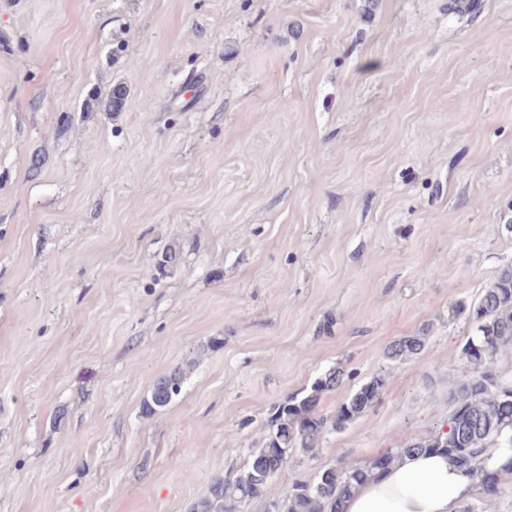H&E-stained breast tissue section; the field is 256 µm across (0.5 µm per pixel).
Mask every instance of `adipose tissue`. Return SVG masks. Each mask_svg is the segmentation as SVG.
Listing matches in <instances>:
<instances>
[{
    "mask_svg": "<svg viewBox=\"0 0 512 512\" xmlns=\"http://www.w3.org/2000/svg\"><path fill=\"white\" fill-rule=\"evenodd\" d=\"M475 483L438 451L404 456L377 473L345 504V512H458Z\"/></svg>",
    "mask_w": 512,
    "mask_h": 512,
    "instance_id": "ef3b65f1",
    "label": "adipose tissue"
}]
</instances>
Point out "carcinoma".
Segmentation results:
<instances>
[{
	"mask_svg": "<svg viewBox=\"0 0 512 512\" xmlns=\"http://www.w3.org/2000/svg\"><path fill=\"white\" fill-rule=\"evenodd\" d=\"M467 309L460 307L459 311ZM469 311L473 332L460 348L465 372L451 395V410L444 424L426 437L413 438L363 464L348 462L318 472L314 481L294 479L286 495L263 500L269 482L298 452L311 455L328 431H340L361 417L379 399L387 375L376 374L351 389L328 418L317 412L323 394L345 381L339 367L326 370L304 392L291 395L273 408L264 443L246 449L242 468L234 475L215 479L198 498L191 512H240L241 506L261 503L262 512H342L343 502L379 471L411 452L437 449L476 480L479 494L497 492L499 471H490L482 457L491 447L512 448V382L488 381L489 366L496 356L512 350V264L501 267ZM426 337L402 336L385 351L391 361L422 352ZM194 363L173 368L155 383L144 400L142 412L149 417L166 408L180 395Z\"/></svg>",
	"mask_w": 512,
	"mask_h": 512,
	"instance_id": "1",
	"label": "carcinoma"
}]
</instances>
